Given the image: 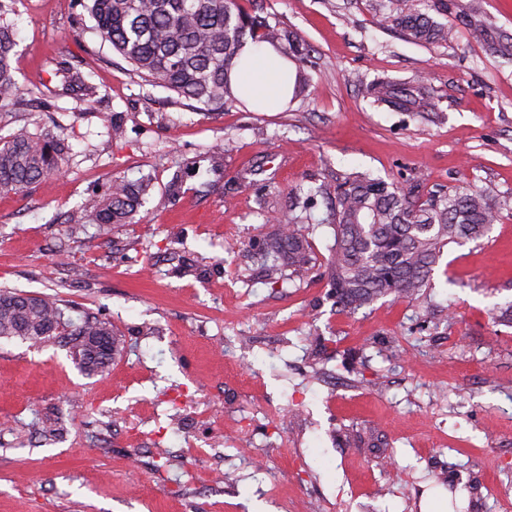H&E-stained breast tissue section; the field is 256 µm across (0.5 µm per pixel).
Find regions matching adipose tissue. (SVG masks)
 <instances>
[{
	"instance_id": "adipose-tissue-1",
	"label": "adipose tissue",
	"mask_w": 512,
	"mask_h": 512,
	"mask_svg": "<svg viewBox=\"0 0 512 512\" xmlns=\"http://www.w3.org/2000/svg\"><path fill=\"white\" fill-rule=\"evenodd\" d=\"M294 81V72L288 60L265 43H246L241 52V61L231 73L235 96L256 108L287 102Z\"/></svg>"
}]
</instances>
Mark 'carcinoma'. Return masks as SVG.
I'll return each mask as SVG.
<instances>
[{"label": "carcinoma", "mask_w": 512, "mask_h": 512, "mask_svg": "<svg viewBox=\"0 0 512 512\" xmlns=\"http://www.w3.org/2000/svg\"><path fill=\"white\" fill-rule=\"evenodd\" d=\"M389 24L406 39L421 44H446L454 28L422 11V0H397ZM86 9L100 37L145 81L193 101L203 109L221 112L242 104L233 93L230 75L247 41L269 43L286 57L302 60L307 49L301 38L278 21L248 12L240 0H87ZM0 2V108L26 106L23 89L14 78L11 60L16 32L4 17ZM472 38L500 57H512V37L491 34L487 20L465 22ZM378 106L416 112L427 102L422 85L403 88L388 76L365 86ZM35 113L8 138L0 141V195L19 192L61 171L67 146L60 136L30 132ZM149 182L116 177L105 197L86 206L88 220L105 230L126 224L148 194ZM329 199L323 223L333 230L327 273L336 288V304L355 311L392 295L416 299L430 286L434 267L450 243L477 240L499 217L493 199L484 191L450 188L427 195L414 186L404 188L367 172L336 175V187H318ZM281 226L266 243L265 258L283 262L301 275L311 261L309 242L299 225ZM67 306L48 296L0 290V338L18 337L36 345L62 336L71 357L87 375L104 372L117 352L112 324L84 319L76 324ZM111 338V355L103 361L92 355L88 340Z\"/></svg>", "instance_id": "cac0c4a2"}]
</instances>
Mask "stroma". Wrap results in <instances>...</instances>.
<instances>
[{
  "mask_svg": "<svg viewBox=\"0 0 512 512\" xmlns=\"http://www.w3.org/2000/svg\"><path fill=\"white\" fill-rule=\"evenodd\" d=\"M1 1L32 130L69 150L61 173L0 196V288L110 322L120 351L88 376L57 341L0 339V512H512V60L460 21L512 34V0H455L446 45L381 24L396 0H256L310 45L309 86L209 113L145 82L82 0ZM380 74L434 106L373 105ZM354 171L486 188L500 218L446 246L418 300L350 314L316 189ZM116 176L153 185L132 223H72ZM304 211L297 278L260 253Z\"/></svg>",
  "mask_w": 512,
  "mask_h": 512,
  "instance_id": "stroma-1",
  "label": "stroma"
}]
</instances>
